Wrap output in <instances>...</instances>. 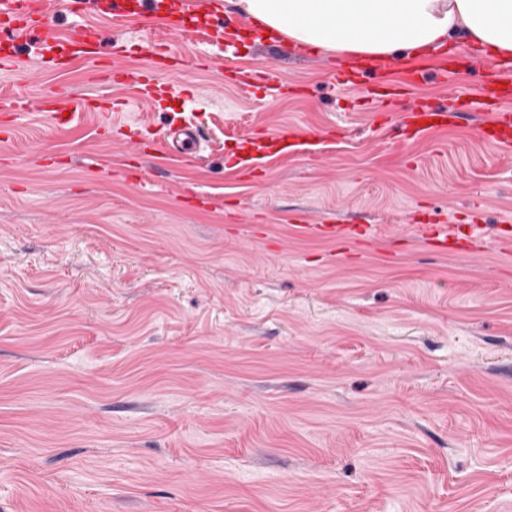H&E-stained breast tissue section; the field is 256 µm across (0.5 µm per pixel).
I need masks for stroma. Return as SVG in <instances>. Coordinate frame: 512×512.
I'll return each mask as SVG.
<instances>
[{"label": "stroma", "mask_w": 512, "mask_h": 512, "mask_svg": "<svg viewBox=\"0 0 512 512\" xmlns=\"http://www.w3.org/2000/svg\"><path fill=\"white\" fill-rule=\"evenodd\" d=\"M137 2L85 21L134 69L164 42L179 96H132L105 134L95 112L0 115V512H512V150L470 122L406 139L405 101L380 111L378 77L337 81L336 54L215 35L235 0L219 18ZM453 48L468 62L430 75L432 104L492 68ZM62 51L13 41L0 96L101 94L83 66L41 72ZM182 118L197 163L125 138ZM299 127L336 140L242 168ZM298 212L373 235L305 238ZM473 223L488 248L415 231Z\"/></svg>", "instance_id": "obj_1"}]
</instances>
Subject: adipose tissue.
<instances>
[{"label":"adipose tissue","instance_id":"obj_1","mask_svg":"<svg viewBox=\"0 0 512 512\" xmlns=\"http://www.w3.org/2000/svg\"><path fill=\"white\" fill-rule=\"evenodd\" d=\"M263 35L342 57L417 58L465 37L480 58L512 59V0H237Z\"/></svg>","mask_w":512,"mask_h":512}]
</instances>
